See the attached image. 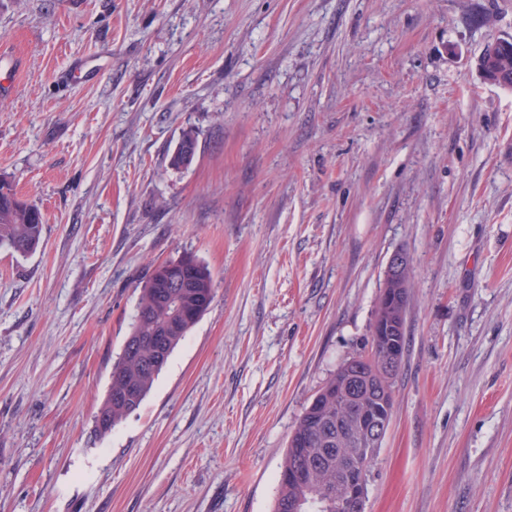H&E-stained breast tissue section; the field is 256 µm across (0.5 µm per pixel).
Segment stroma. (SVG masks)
Here are the masks:
<instances>
[{
  "label": "stroma",
  "mask_w": 512,
  "mask_h": 512,
  "mask_svg": "<svg viewBox=\"0 0 512 512\" xmlns=\"http://www.w3.org/2000/svg\"><path fill=\"white\" fill-rule=\"evenodd\" d=\"M506 34L512 0H0V179L46 215L0 248V512H274L398 250L366 512H512V91L477 70ZM186 252L215 299L95 436L136 287ZM197 150V137L192 129L182 131L178 145L169 159V165L181 169L192 164ZM409 268L410 259L407 255L396 252L390 257L383 275V279L386 281L383 297L388 303H399L400 285L404 282L405 272Z\"/></svg>",
  "instance_id": "stroma-1"
}]
</instances>
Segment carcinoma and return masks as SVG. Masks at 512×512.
I'll return each mask as SVG.
<instances>
[{
    "label": "carcinoma",
    "mask_w": 512,
    "mask_h": 512,
    "mask_svg": "<svg viewBox=\"0 0 512 512\" xmlns=\"http://www.w3.org/2000/svg\"><path fill=\"white\" fill-rule=\"evenodd\" d=\"M481 78L493 85L508 81L512 89V39L477 61ZM197 137L182 131L169 159L174 169L192 164ZM45 216L41 208L19 198L13 186L0 180V246L27 256L40 245ZM215 297L212 274L192 254L154 266L139 288L136 314L121 353L112 362L107 393L94 415V432L105 436L137 410L151 392L171 354L210 308ZM398 359L387 378L378 368L382 345L369 336L363 349L342 362L306 407L289 436L279 478L275 512H343L341 490L336 488V455L351 461L369 481L382 442H371L354 417L372 405L393 400V379L399 374L406 334L397 336ZM362 369L358 398L350 407H336V383L348 371ZM310 464L303 483L288 481V473Z\"/></svg>",
    "instance_id": "1"
}]
</instances>
